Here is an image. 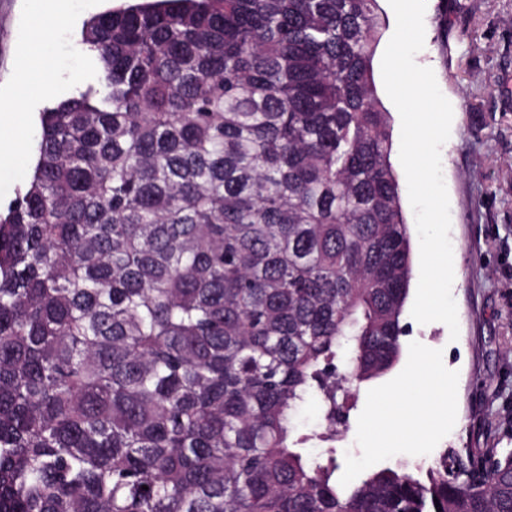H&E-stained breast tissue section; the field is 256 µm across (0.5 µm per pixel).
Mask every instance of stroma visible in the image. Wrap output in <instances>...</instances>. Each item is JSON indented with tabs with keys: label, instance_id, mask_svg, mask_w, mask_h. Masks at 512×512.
I'll return each mask as SVG.
<instances>
[{
	"label": "stroma",
	"instance_id": "stroma-1",
	"mask_svg": "<svg viewBox=\"0 0 512 512\" xmlns=\"http://www.w3.org/2000/svg\"><path fill=\"white\" fill-rule=\"evenodd\" d=\"M32 5L0 0V93L30 100L38 113L96 80L80 31L110 3L68 0L70 21L51 48L56 75L47 92L40 74L17 69ZM438 8L439 0H427L425 43L415 61L433 69L454 112L441 162L460 334L453 342L443 323L410 322L401 362L362 384L349 429L335 442L343 481L369 464L429 462L445 448L512 449V0H448L444 52L433 24ZM415 374L453 385L450 397L436 396L424 410L428 435L419 444L371 423L396 392L416 404V394L403 389Z\"/></svg>",
	"mask_w": 512,
	"mask_h": 512
}]
</instances>
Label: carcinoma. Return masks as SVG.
<instances>
[{
	"label": "carcinoma",
	"mask_w": 512,
	"mask_h": 512,
	"mask_svg": "<svg viewBox=\"0 0 512 512\" xmlns=\"http://www.w3.org/2000/svg\"><path fill=\"white\" fill-rule=\"evenodd\" d=\"M378 0H139L84 26L0 215V512H512V450L336 481L404 355ZM435 16L448 51V0ZM148 489H142V486ZM299 432L301 434L317 435L325 432L324 421L321 412L315 403L307 404L301 413V418L297 420Z\"/></svg>",
	"instance_id": "1"
}]
</instances>
